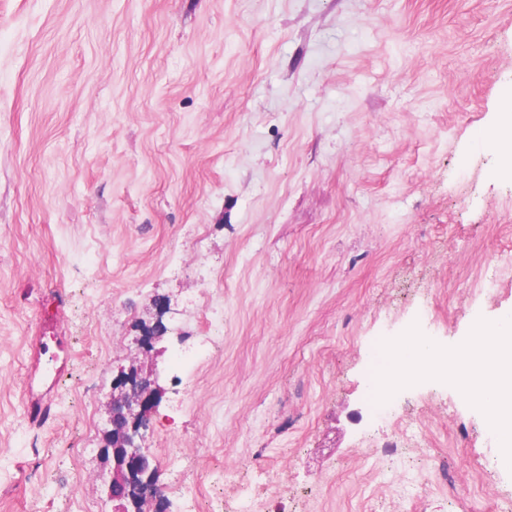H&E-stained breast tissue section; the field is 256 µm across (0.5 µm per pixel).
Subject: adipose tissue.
Returning a JSON list of instances; mask_svg holds the SVG:
<instances>
[{
  "label": "adipose tissue",
  "instance_id": "obj_1",
  "mask_svg": "<svg viewBox=\"0 0 512 512\" xmlns=\"http://www.w3.org/2000/svg\"><path fill=\"white\" fill-rule=\"evenodd\" d=\"M420 369L453 382L486 415L499 435V463L512 470V312L492 324L474 321L469 337L448 348L423 336L403 337L388 346L377 389L408 383Z\"/></svg>",
  "mask_w": 512,
  "mask_h": 512
}]
</instances>
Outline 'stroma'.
Wrapping results in <instances>:
<instances>
[{
	"mask_svg": "<svg viewBox=\"0 0 512 512\" xmlns=\"http://www.w3.org/2000/svg\"><path fill=\"white\" fill-rule=\"evenodd\" d=\"M509 88L512 0H0V512H114L134 363L159 486L232 476L165 512H512L453 384L366 395L386 343L512 311V177L475 140Z\"/></svg>",
	"mask_w": 512,
	"mask_h": 512,
	"instance_id": "1",
	"label": "stroma"
}]
</instances>
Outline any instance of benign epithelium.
<instances>
[{"mask_svg": "<svg viewBox=\"0 0 512 512\" xmlns=\"http://www.w3.org/2000/svg\"><path fill=\"white\" fill-rule=\"evenodd\" d=\"M111 428L104 431L101 456L112 460L107 494L118 503L117 512H158L161 500L155 457L141 447V429L160 393L155 382L132 365L114 381Z\"/></svg>", "mask_w": 512, "mask_h": 512, "instance_id": "benign-epithelium-1", "label": "benign epithelium"}]
</instances>
